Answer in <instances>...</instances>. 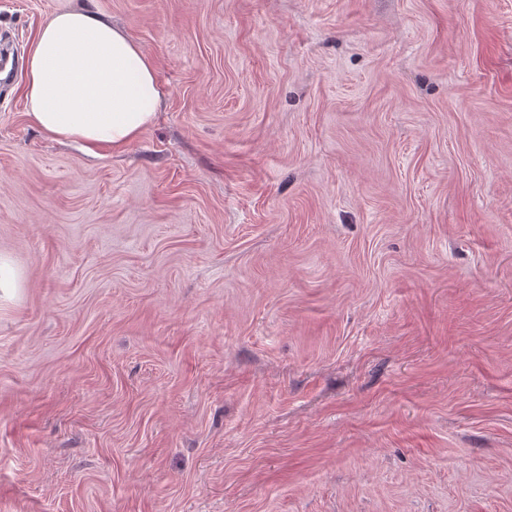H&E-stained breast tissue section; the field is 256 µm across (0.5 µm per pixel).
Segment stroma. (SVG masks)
<instances>
[{"label":"stroma","mask_w":512,"mask_h":512,"mask_svg":"<svg viewBox=\"0 0 512 512\" xmlns=\"http://www.w3.org/2000/svg\"><path fill=\"white\" fill-rule=\"evenodd\" d=\"M152 60L120 149L40 27ZM0 512H512V0H0ZM27 115L48 136L120 148L153 123L160 101L152 61L95 14H55L26 58ZM21 274L13 263L0 256V303L13 301L20 292Z\"/></svg>","instance_id":"obj_1"}]
</instances>
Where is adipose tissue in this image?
Returning a JSON list of instances; mask_svg holds the SVG:
<instances>
[{
  "instance_id": "ef3b65f1",
  "label": "adipose tissue",
  "mask_w": 512,
  "mask_h": 512,
  "mask_svg": "<svg viewBox=\"0 0 512 512\" xmlns=\"http://www.w3.org/2000/svg\"><path fill=\"white\" fill-rule=\"evenodd\" d=\"M27 115L48 136L119 148L153 123L160 101L152 61L95 14H55L26 58Z\"/></svg>"
}]
</instances>
